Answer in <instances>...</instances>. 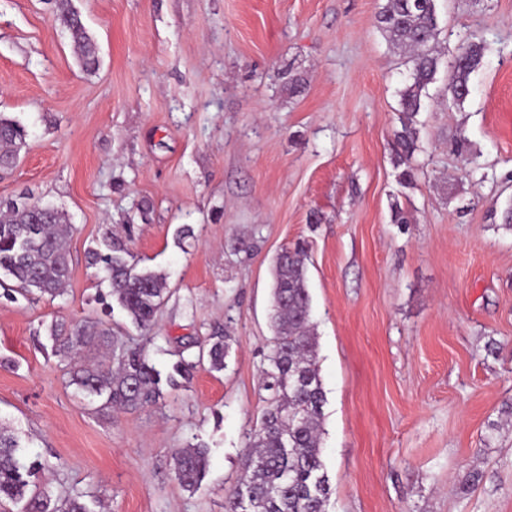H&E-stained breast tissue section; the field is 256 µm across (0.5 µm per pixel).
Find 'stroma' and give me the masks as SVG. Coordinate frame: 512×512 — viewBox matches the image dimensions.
I'll return each instance as SVG.
<instances>
[{"mask_svg": "<svg viewBox=\"0 0 512 512\" xmlns=\"http://www.w3.org/2000/svg\"><path fill=\"white\" fill-rule=\"evenodd\" d=\"M384 2L70 0L97 46L88 71L56 0H0V116L28 132L0 204L49 203L75 227L62 296L11 299L0 281V425L51 506L225 512L268 396L271 259L301 244L329 512H512V0H438L445 56L473 32L490 51L461 105L440 69L410 184L392 162L408 71ZM110 230L167 277L149 332L101 302L88 253ZM53 323L150 337L161 374L185 359L192 376L155 405L97 410ZM216 335L220 371L198 360ZM196 443L209 468L189 492L174 452Z\"/></svg>", "mask_w": 512, "mask_h": 512, "instance_id": "35a3bbf8", "label": "stroma"}]
</instances>
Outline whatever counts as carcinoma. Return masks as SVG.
I'll return each mask as SVG.
<instances>
[{
  "label": "carcinoma",
  "mask_w": 512,
  "mask_h": 512,
  "mask_svg": "<svg viewBox=\"0 0 512 512\" xmlns=\"http://www.w3.org/2000/svg\"><path fill=\"white\" fill-rule=\"evenodd\" d=\"M57 19L68 30L84 66L98 63L97 47L68 0H57ZM379 29L401 48L409 79L400 90L401 129L394 165L400 180L411 183L412 158L417 150L415 117L429 85L441 66L438 52L441 28L437 0H386L377 14ZM489 51L482 40L460 47L448 71V101L461 105L469 81ZM27 137L20 124L0 118V160L18 158ZM74 227L63 211L51 205L34 208L12 205L0 209V273L15 283L21 295L54 298L69 278V246ZM304 251L283 250L273 265V345L264 389L271 392L256 427L248 435L244 472L228 495V512H327L331 485L322 460L321 435L324 391L317 365V341L311 317ZM91 262L107 274L112 298L133 325L148 328L155 322L168 293L165 275L137 269L124 241L108 232L91 252ZM99 335L93 325L51 332L53 353L71 364L70 383L88 395L105 397L104 406L137 409L155 404L162 385L190 380L195 363L180 360L166 377L150 363L147 343L111 342L107 362L89 366L75 362L78 351ZM227 345L215 336L207 358L210 368L224 369ZM20 445L0 427V501L22 505L20 512H48V505L30 489L33 467L20 460ZM209 448L189 444L175 453V476L188 491H196L206 475Z\"/></svg>",
  "instance_id": "obj_1"
}]
</instances>
